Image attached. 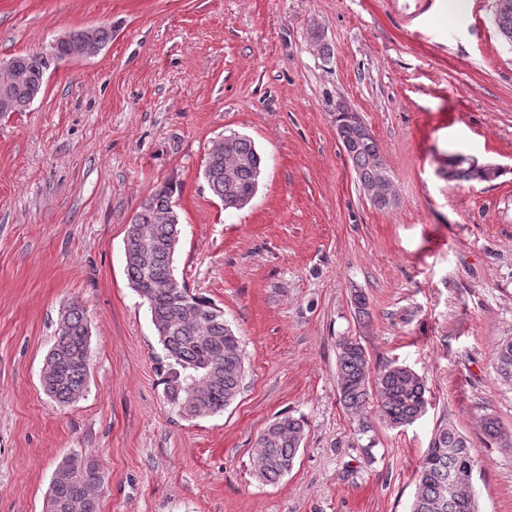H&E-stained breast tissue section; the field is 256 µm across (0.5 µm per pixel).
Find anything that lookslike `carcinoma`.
<instances>
[{"instance_id": "carcinoma-1", "label": "carcinoma", "mask_w": 512, "mask_h": 512, "mask_svg": "<svg viewBox=\"0 0 512 512\" xmlns=\"http://www.w3.org/2000/svg\"><path fill=\"white\" fill-rule=\"evenodd\" d=\"M494 25L512 42V0H494ZM112 39L102 25L73 31L43 52L15 55L0 67V117L24 112L41 94L46 73L71 60L96 55ZM341 147L360 184L378 182L386 166L379 145L358 114L337 126ZM262 159L253 142L232 133L224 146L208 153L204 176L224 208H241L254 197ZM453 179L488 177L478 166L464 162ZM173 181L142 202L129 224L125 244L130 287L147 303L158 339L169 359L164 377L168 404L185 419L217 413L240 393L245 373L239 337L224 320V310L192 292L173 275V259L180 244L179 214ZM91 329L83 305L74 300L61 312L57 339L41 374L44 393L61 406L77 402L89 381ZM336 385L343 406L360 424L367 420L370 397L377 399L381 419L398 428L417 420L428 403L426 379L407 366L386 365L374 372L361 342L345 336L336 344ZM497 374L512 382V340L498 345ZM484 434L509 444L512 436L498 420L486 415ZM305 422L290 415L271 422L258 439L257 478L275 483L294 466L305 438ZM480 462L470 441L450 424L435 430L419 462L412 512H477L474 496L448 498V477L473 481ZM104 476L98 465L79 455L64 459L53 471L47 512H99Z\"/></svg>"}]
</instances>
